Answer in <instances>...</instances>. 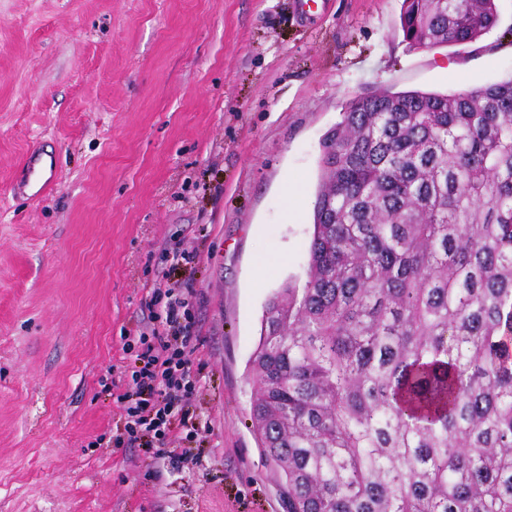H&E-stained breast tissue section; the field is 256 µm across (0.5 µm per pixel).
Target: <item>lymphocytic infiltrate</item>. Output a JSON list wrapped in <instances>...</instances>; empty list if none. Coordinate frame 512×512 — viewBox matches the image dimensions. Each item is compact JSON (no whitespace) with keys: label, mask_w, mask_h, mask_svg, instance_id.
Segmentation results:
<instances>
[{"label":"lymphocytic infiltrate","mask_w":512,"mask_h":512,"mask_svg":"<svg viewBox=\"0 0 512 512\" xmlns=\"http://www.w3.org/2000/svg\"><path fill=\"white\" fill-rule=\"evenodd\" d=\"M172 273L169 267L158 270L148 302V325L139 336L124 340L131 362L121 367L116 387L126 422L114 444L140 448L153 464L165 457L193 464L197 455L172 425L188 422V405L198 381L192 355L203 336L191 312L193 292L172 283Z\"/></svg>","instance_id":"1"}]
</instances>
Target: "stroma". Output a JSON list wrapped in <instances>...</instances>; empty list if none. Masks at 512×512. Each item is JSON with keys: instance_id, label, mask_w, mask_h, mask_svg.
<instances>
[{"instance_id": "obj_1", "label": "stroma", "mask_w": 512, "mask_h": 512, "mask_svg": "<svg viewBox=\"0 0 512 512\" xmlns=\"http://www.w3.org/2000/svg\"><path fill=\"white\" fill-rule=\"evenodd\" d=\"M402 3L0 0V512H285L247 368L268 296L305 275L325 135L359 96L512 76V0L433 49ZM34 149L41 199L17 190ZM184 239L198 462L150 469L113 445L108 369Z\"/></svg>"}]
</instances>
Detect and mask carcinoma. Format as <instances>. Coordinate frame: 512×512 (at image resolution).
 I'll return each mask as SVG.
<instances>
[{
    "instance_id": "obj_1",
    "label": "carcinoma",
    "mask_w": 512,
    "mask_h": 512,
    "mask_svg": "<svg viewBox=\"0 0 512 512\" xmlns=\"http://www.w3.org/2000/svg\"><path fill=\"white\" fill-rule=\"evenodd\" d=\"M497 19L405 0L401 28L455 46ZM250 366L286 512H512V79L353 100Z\"/></svg>"
}]
</instances>
